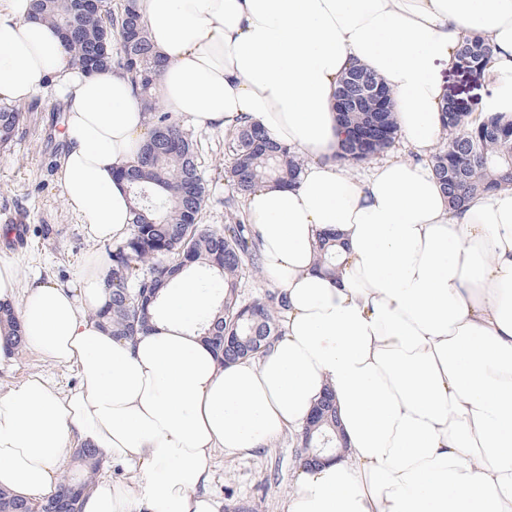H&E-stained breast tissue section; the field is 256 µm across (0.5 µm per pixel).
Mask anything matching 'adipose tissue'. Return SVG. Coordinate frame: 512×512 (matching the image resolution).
<instances>
[{
	"label": "adipose tissue",
	"mask_w": 512,
	"mask_h": 512,
	"mask_svg": "<svg viewBox=\"0 0 512 512\" xmlns=\"http://www.w3.org/2000/svg\"><path fill=\"white\" fill-rule=\"evenodd\" d=\"M163 61L167 111L199 128L237 119L309 155L297 184L246 200L261 268L287 293L284 335L258 359L221 365L193 331L214 305L178 277L152 333L117 340L88 317L112 264L66 284L22 280L0 259V303H18L31 347L76 366L58 396L31 376L0 395V488L52 494L64 451L101 449L132 475L83 512H219L205 491L215 449L251 456L298 433L332 389L347 448L298 467L287 512H512V188L452 210L428 157L444 137L440 72L467 37L496 44L483 114L512 112V0H141ZM384 78L413 161L354 177L336 161L335 92L351 65ZM65 102L58 178L88 234H130L117 176L150 127L126 77L70 66L29 0H0V101ZM333 232L344 263L315 265Z\"/></svg>",
	"instance_id": "adipose-tissue-1"
}]
</instances>
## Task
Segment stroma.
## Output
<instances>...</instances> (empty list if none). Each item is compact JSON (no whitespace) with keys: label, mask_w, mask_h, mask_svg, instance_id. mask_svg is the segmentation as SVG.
Here are the masks:
<instances>
[{"label":"stroma","mask_w":512,"mask_h":512,"mask_svg":"<svg viewBox=\"0 0 512 512\" xmlns=\"http://www.w3.org/2000/svg\"><path fill=\"white\" fill-rule=\"evenodd\" d=\"M54 106L51 99L25 106L24 137L10 150H0V222L9 216L18 219L26 237L25 243L17 245L11 241V231L0 230V258L14 260L23 278L39 276L65 284L89 260L107 257L110 247L93 240L65 204L56 173L64 149L65 121ZM196 134L202 141L209 184L204 222L220 230L227 220L226 200L231 194L223 176L231 162L224 149L226 132L200 128ZM32 375L49 379L61 395L79 383L76 366L54 363L30 347L0 370V392ZM299 453L287 434L250 457L215 451L208 491L224 507L243 504L257 512H286Z\"/></svg>","instance_id":"stroma-1"}]
</instances>
